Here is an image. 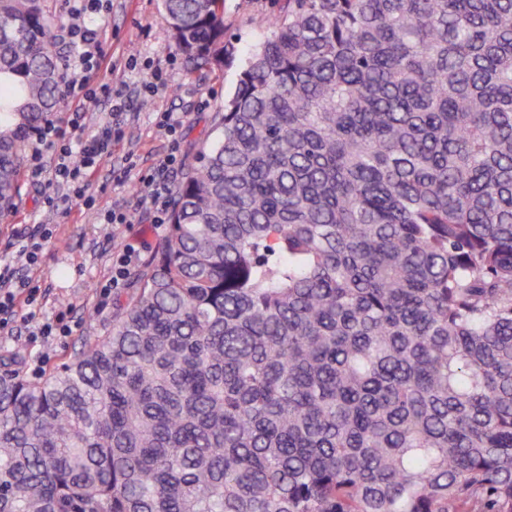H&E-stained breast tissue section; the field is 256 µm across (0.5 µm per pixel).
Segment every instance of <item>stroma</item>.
Returning <instances> with one entry per match:
<instances>
[{
	"mask_svg": "<svg viewBox=\"0 0 512 512\" xmlns=\"http://www.w3.org/2000/svg\"><path fill=\"white\" fill-rule=\"evenodd\" d=\"M283 0H224V23L238 56H245L260 40L266 17L277 13ZM111 68L98 80L126 87L129 107L125 134L112 147V155L92 175L83 196L66 194L57 184L20 180V195L12 213L0 220V252L10 241L16 225L50 224L52 238L43 244L41 261L31 272L39 286L38 307L20 306V316L35 321L63 315L72 332L47 339L15 337L0 330V358L16 347L25 355L18 366L29 373L30 361L49 371L71 359L84 340L100 336L112 327V305L102 304L98 286L112 275V254L125 244L138 246L149 256L163 229L154 225L156 208L143 179L168 153L169 137L159 127L163 112H178L185 119L179 130L183 160L215 137L216 110L232 94L237 65L208 74H189L187 64L172 38L163 16L161 0H112L110 10L94 17ZM164 81L156 95L144 88L151 73ZM58 197L57 209H46L45 196ZM128 212L126 224H107L105 213Z\"/></svg>",
	"mask_w": 512,
	"mask_h": 512,
	"instance_id": "35a3bbf8",
	"label": "stroma"
}]
</instances>
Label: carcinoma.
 <instances>
[{
  "instance_id": "obj_1",
  "label": "carcinoma",
  "mask_w": 512,
  "mask_h": 512,
  "mask_svg": "<svg viewBox=\"0 0 512 512\" xmlns=\"http://www.w3.org/2000/svg\"><path fill=\"white\" fill-rule=\"evenodd\" d=\"M63 58L0 0V218ZM217 129L112 330L0 372V512H512V0H285Z\"/></svg>"
}]
</instances>
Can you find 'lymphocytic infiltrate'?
<instances>
[{
	"label": "lymphocytic infiltrate",
	"mask_w": 512,
	"mask_h": 512,
	"mask_svg": "<svg viewBox=\"0 0 512 512\" xmlns=\"http://www.w3.org/2000/svg\"><path fill=\"white\" fill-rule=\"evenodd\" d=\"M103 6L104 0H64L63 28L72 52L64 60L58 85L60 98L74 105L71 126H79L82 105L98 100L108 104L103 122L93 134L75 141L66 138L57 122L47 119L29 139L30 178L38 182L52 177L74 195L82 193L87 179L111 155L113 144L122 138L128 110L124 88L98 80L99 73L112 64L97 30L90 24L92 15L98 14ZM51 235L52 230L46 224L20 228L10 244V258L0 259V327L15 321L18 300L37 306L38 288L16 277L14 264L22 261L36 265L41 243Z\"/></svg>",
	"instance_id": "1"
}]
</instances>
